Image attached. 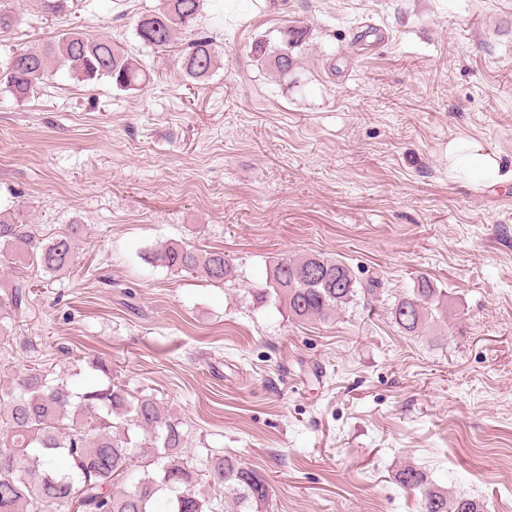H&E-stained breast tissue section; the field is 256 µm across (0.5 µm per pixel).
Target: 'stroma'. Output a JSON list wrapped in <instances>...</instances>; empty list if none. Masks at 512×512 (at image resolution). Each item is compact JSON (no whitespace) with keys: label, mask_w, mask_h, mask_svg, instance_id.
Instances as JSON below:
<instances>
[{"label":"stroma","mask_w":512,"mask_h":512,"mask_svg":"<svg viewBox=\"0 0 512 512\" xmlns=\"http://www.w3.org/2000/svg\"><path fill=\"white\" fill-rule=\"evenodd\" d=\"M159 4L19 0L0 38L3 61L72 28L108 36L152 76L0 88V210L43 239L85 227L69 271L33 277L0 376L111 358L181 418L191 455L262 472L271 512H417L407 465L512 512V182L501 197L448 170L458 136L512 169V0H205L164 51L135 32ZM369 23L384 42L355 41ZM298 26L278 78L252 49ZM198 31L223 46L202 81L180 63ZM172 243L222 249L235 283L149 262ZM310 254L379 279V297L327 325L254 307L270 263ZM421 275L448 319L410 336L388 305Z\"/></svg>","instance_id":"1"}]
</instances>
